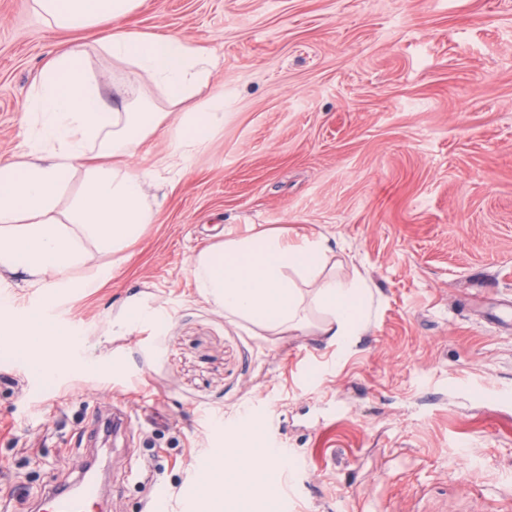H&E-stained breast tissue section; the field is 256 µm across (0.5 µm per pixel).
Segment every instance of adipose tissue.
Instances as JSON below:
<instances>
[{
    "label": "adipose tissue",
    "mask_w": 512,
    "mask_h": 512,
    "mask_svg": "<svg viewBox=\"0 0 512 512\" xmlns=\"http://www.w3.org/2000/svg\"><path fill=\"white\" fill-rule=\"evenodd\" d=\"M141 5L142 0H32L46 28L91 30L96 39L93 47L73 43L46 60L26 104L33 132L24 135L11 160L0 163V278L16 276L56 294L96 293L155 219L158 201L147 188L157 172L131 166L129 157L164 127L171 146L165 166L178 171L223 125L224 95L209 90L214 60L208 48L177 35L124 29L122 20ZM94 53L123 70L120 102L109 103L100 94L89 67ZM144 82L160 99L141 92ZM78 177L83 187L69 195ZM94 251L105 255V263L72 278ZM326 253L324 240L315 236L291 244L263 233L202 250L190 269L208 301L274 330L298 328L303 304H313L324 315L322 335L345 346L365 330L366 293L357 284L322 277ZM299 278L310 284L309 293L297 288ZM13 309L12 296L1 295L0 330L14 336L33 371L51 374L62 360L64 326L48 321L38 307L17 325ZM247 457L258 471L252 481L221 463L211 470V512H223L233 490L248 502L267 498L262 473L277 455L251 451Z\"/></svg>",
    "instance_id": "1"
}]
</instances>
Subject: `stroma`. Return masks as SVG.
Masks as SVG:
<instances>
[{
    "mask_svg": "<svg viewBox=\"0 0 512 512\" xmlns=\"http://www.w3.org/2000/svg\"><path fill=\"white\" fill-rule=\"evenodd\" d=\"M127 25L213 50L224 124L179 172L159 133L132 158L160 173L153 224L96 295L54 299L81 356L39 376L0 335V512L118 410L108 512H206L188 489L249 409L288 450L266 468L287 506L252 512H512V0H144ZM93 39L0 0V162L45 59ZM259 230L323 238L325 274L363 284L352 346L317 309L273 331L199 294L192 257Z\"/></svg>",
    "mask_w": 512,
    "mask_h": 512,
    "instance_id": "stroma-1",
    "label": "stroma"
}]
</instances>
